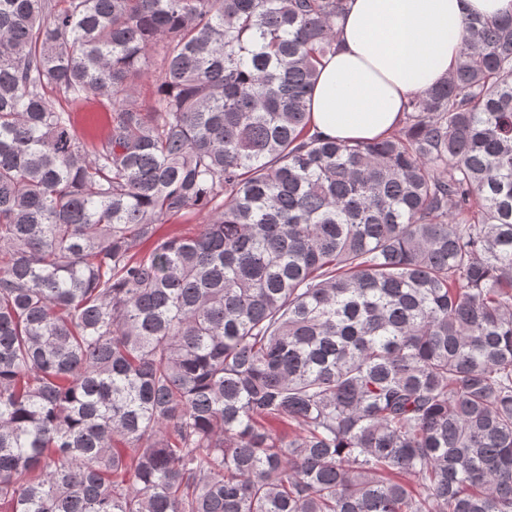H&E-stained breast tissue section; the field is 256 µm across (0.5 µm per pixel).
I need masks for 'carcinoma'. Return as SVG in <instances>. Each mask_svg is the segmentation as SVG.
I'll use <instances>...</instances> for the list:
<instances>
[{"mask_svg":"<svg viewBox=\"0 0 512 512\" xmlns=\"http://www.w3.org/2000/svg\"><path fill=\"white\" fill-rule=\"evenodd\" d=\"M346 2L0 0V512H512V18L348 143ZM76 108L77 131L81 136L92 140L99 138L106 132L103 114L98 112V103L91 99ZM204 218L202 215L188 212L181 217L173 218L159 225L160 235L173 234H192L198 229V224H202Z\"/></svg>","mask_w":512,"mask_h":512,"instance_id":"1","label":"carcinoma"}]
</instances>
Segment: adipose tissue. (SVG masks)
I'll return each instance as SVG.
<instances>
[{
	"label": "adipose tissue",
	"mask_w": 512,
	"mask_h": 512,
	"mask_svg": "<svg viewBox=\"0 0 512 512\" xmlns=\"http://www.w3.org/2000/svg\"><path fill=\"white\" fill-rule=\"evenodd\" d=\"M506 15L512 0H348L312 91L313 129L350 141L394 132L409 95L453 72L464 20Z\"/></svg>",
	"instance_id": "adipose-tissue-1"
}]
</instances>
